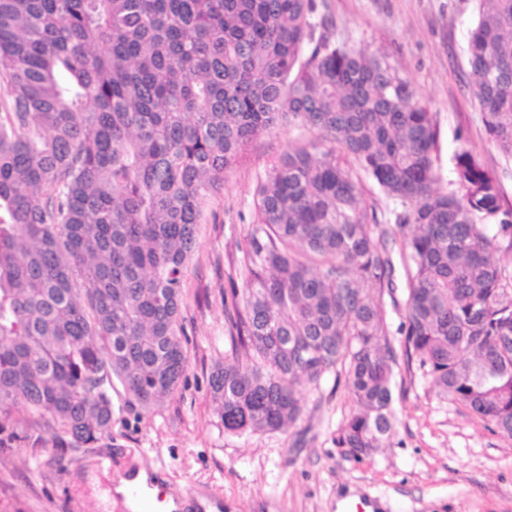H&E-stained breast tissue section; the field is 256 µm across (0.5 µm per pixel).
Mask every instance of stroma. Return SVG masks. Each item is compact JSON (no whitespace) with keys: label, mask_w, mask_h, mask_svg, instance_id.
I'll use <instances>...</instances> for the list:
<instances>
[{"label":"stroma","mask_w":512,"mask_h":512,"mask_svg":"<svg viewBox=\"0 0 512 512\" xmlns=\"http://www.w3.org/2000/svg\"><path fill=\"white\" fill-rule=\"evenodd\" d=\"M336 42L387 55L409 79L439 132L437 168L449 180L460 145L498 176L512 203V162L490 140L468 86L467 32L474 0H317ZM296 128L280 125L255 137L209 202L183 282L190 364L175 395L146 416L112 399V437L94 446L53 445L43 419L31 418L18 446L0 448V512H127L104 490L146 469L162 488L199 496L219 512H344L376 498L375 512H512V437L491 431L441 394L418 361L399 358L393 386L395 429L386 447L355 456L336 443L356 404L345 387L325 382L299 393L300 420L281 432H225L209 379L224 358L232 284L248 274L247 237L256 190L272 161L287 152ZM382 245L404 249L394 204L372 182Z\"/></svg>","instance_id":"stroma-1"}]
</instances>
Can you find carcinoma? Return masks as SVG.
I'll list each match as a JSON object with an SVG mask.
<instances>
[{
	"instance_id": "carcinoma-1",
	"label": "carcinoma",
	"mask_w": 512,
	"mask_h": 512,
	"mask_svg": "<svg viewBox=\"0 0 512 512\" xmlns=\"http://www.w3.org/2000/svg\"><path fill=\"white\" fill-rule=\"evenodd\" d=\"M469 84L512 160V0H477ZM316 0H0V435L112 438V390L147 415L185 375L182 283L207 202L279 124L316 134L257 190L251 265L210 379L231 433L283 431L333 378L357 410L337 444L393 434L398 353L380 298L372 180L407 227L402 352L512 437V204L439 133L383 54L317 33Z\"/></svg>"
}]
</instances>
